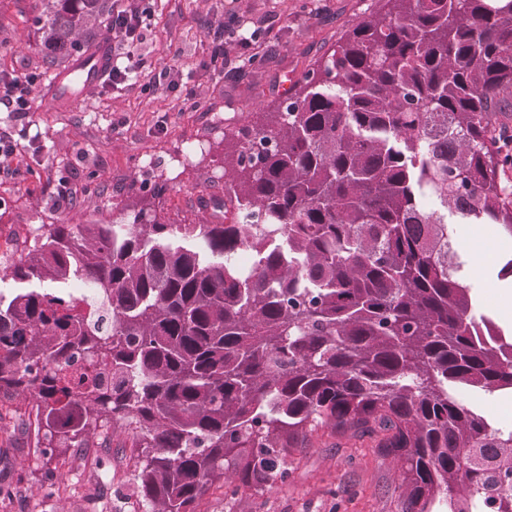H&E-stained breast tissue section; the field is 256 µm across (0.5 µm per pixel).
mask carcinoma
Returning a JSON list of instances; mask_svg holds the SVG:
<instances>
[{"label":"carcinoma","mask_w":512,"mask_h":512,"mask_svg":"<svg viewBox=\"0 0 512 512\" xmlns=\"http://www.w3.org/2000/svg\"><path fill=\"white\" fill-rule=\"evenodd\" d=\"M34 8L55 79L112 27V0ZM511 104L512 0H383L224 133L218 221L169 222L156 184L119 221L36 228L5 269L25 288L0 293V393L35 406L50 458L128 433L145 512L286 483L319 428L379 438L401 512H512V428L457 397L512 391V337L445 219L512 237Z\"/></svg>","instance_id":"1"}]
</instances>
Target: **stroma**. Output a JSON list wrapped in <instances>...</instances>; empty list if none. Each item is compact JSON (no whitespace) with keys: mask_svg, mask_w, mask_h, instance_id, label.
<instances>
[{"mask_svg":"<svg viewBox=\"0 0 512 512\" xmlns=\"http://www.w3.org/2000/svg\"><path fill=\"white\" fill-rule=\"evenodd\" d=\"M378 6L377 0H153L142 18L144 39L120 65L143 73L171 67L177 90L146 91L142 82L112 87L101 81L70 105L45 107L50 87L32 90L29 112H0V136L16 147L11 175L0 176V239L42 224H87L120 219L158 181L161 206L174 222L197 221L195 194L223 191L225 129L276 106L284 82H298L341 34ZM234 24L250 36L248 50L230 45L223 73L208 55L209 26ZM46 53L33 22L32 0H0V71L39 73ZM193 100H186L183 86ZM195 142L192 163L182 161ZM152 155L143 167V155ZM75 195L60 204L61 182ZM465 282L481 308L512 330V280L501 266L512 258V239L493 224L453 221ZM23 402L0 400V512H134L139 495L126 433L100 431L86 447L64 448L46 460L25 425ZM112 462L115 475L99 483L96 470ZM292 476L263 494L227 496L212 486L196 512H400L396 466L368 438L313 433L288 459Z\"/></svg>","mask_w":512,"mask_h":512,"instance_id":"35a3bbf8","label":"stroma"}]
</instances>
